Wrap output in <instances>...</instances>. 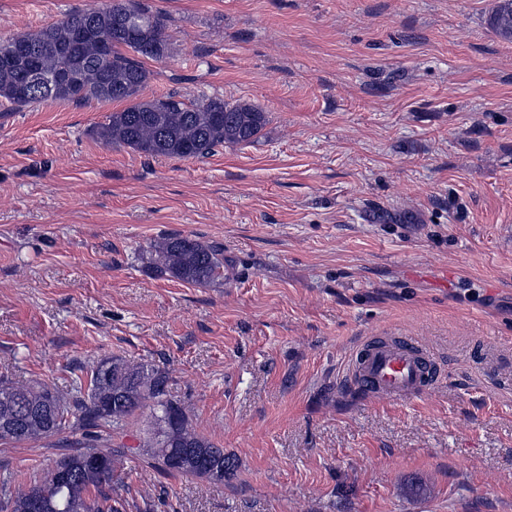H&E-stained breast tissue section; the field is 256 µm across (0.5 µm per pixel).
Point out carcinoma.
Here are the masks:
<instances>
[{
	"label": "carcinoma",
	"instance_id": "carcinoma-1",
	"mask_svg": "<svg viewBox=\"0 0 512 512\" xmlns=\"http://www.w3.org/2000/svg\"><path fill=\"white\" fill-rule=\"evenodd\" d=\"M488 25L512 40V0H498ZM171 47L160 16L134 0H110L68 14L32 33L0 40V98L15 106L37 102L124 101L98 127L107 145L126 146L147 157L204 159L222 146L254 142L266 113L222 97L189 102L171 95L142 97L150 71L144 60L161 61ZM62 71L67 82L50 88L25 87L29 79H49ZM150 267L190 285L224 282V251L196 238L174 235L153 245ZM151 413L142 441L146 467L167 476L205 477L224 482L229 458L192 426L185 402L169 391V371L160 364L113 356L76 376L63 394L44 384L15 385L0 378V445L39 442L68 431H82L77 449L51 463L28 489L12 493L0 485L3 512H123L112 496L124 485L128 460L123 448L93 438V430L124 429L138 413ZM97 456L112 468L88 467Z\"/></svg>",
	"mask_w": 512,
	"mask_h": 512
}]
</instances>
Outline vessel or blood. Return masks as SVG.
<instances>
[{
  "label": "vessel or blood",
  "instance_id": "vessel-or-blood-1",
  "mask_svg": "<svg viewBox=\"0 0 512 512\" xmlns=\"http://www.w3.org/2000/svg\"><path fill=\"white\" fill-rule=\"evenodd\" d=\"M438 363L431 350L412 336H379L353 350L347 379L373 397L410 400L428 393L437 380Z\"/></svg>",
  "mask_w": 512,
  "mask_h": 512
}]
</instances>
